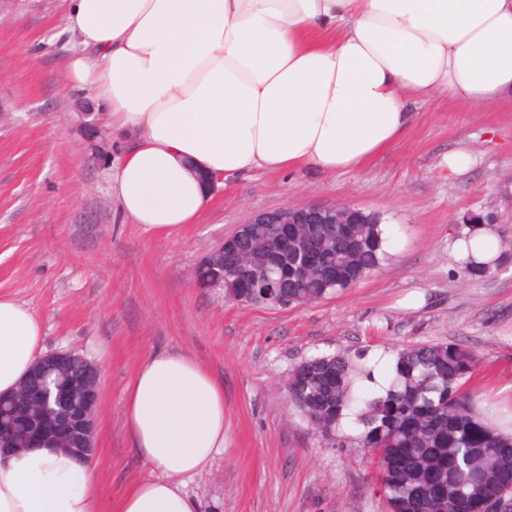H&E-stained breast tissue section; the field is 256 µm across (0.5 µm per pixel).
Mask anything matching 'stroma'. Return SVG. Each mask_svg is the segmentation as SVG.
<instances>
[{"instance_id":"1","label":"stroma","mask_w":512,"mask_h":512,"mask_svg":"<svg viewBox=\"0 0 512 512\" xmlns=\"http://www.w3.org/2000/svg\"><path fill=\"white\" fill-rule=\"evenodd\" d=\"M62 0H15L0 15V290L44 318L48 351L105 368L95 461L104 502L146 473L121 415L144 355L193 353L224 382V454L190 484L202 512H384L371 457L329 448L289 405L300 360L455 343L478 354L467 384L484 418L512 428V105L487 112L423 105L408 134L363 168L335 174L254 171L225 180L198 221L167 238L125 219L110 191L119 153L88 139L95 104L62 90L66 45L50 38ZM468 150L467 170L444 155ZM348 203L381 215L383 265L354 287L294 309L239 304L198 287L197 262L238 224L288 205ZM86 206L104 222L75 221ZM498 227L503 263L470 276L448 237L473 220Z\"/></svg>"}]
</instances>
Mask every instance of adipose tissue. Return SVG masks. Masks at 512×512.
<instances>
[{
    "instance_id": "ef3b65f1",
    "label": "adipose tissue",
    "mask_w": 512,
    "mask_h": 512,
    "mask_svg": "<svg viewBox=\"0 0 512 512\" xmlns=\"http://www.w3.org/2000/svg\"><path fill=\"white\" fill-rule=\"evenodd\" d=\"M64 84L124 149L122 216L167 237L225 179L361 168L436 99L512 103V0H64ZM454 264L495 268L493 226L448 238ZM42 317L0 292V395L46 353ZM149 473L111 504L95 464L31 446L0 456V512H200L188 485L224 452V382L193 354L140 360L121 402Z\"/></svg>"
}]
</instances>
